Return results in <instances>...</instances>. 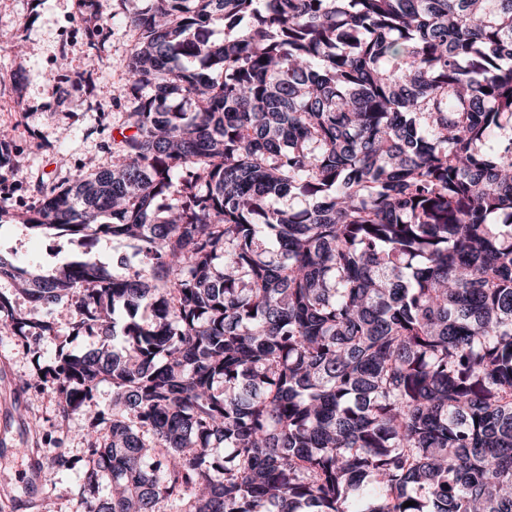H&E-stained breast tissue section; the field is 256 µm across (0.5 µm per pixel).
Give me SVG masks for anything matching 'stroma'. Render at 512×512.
<instances>
[{
    "label": "stroma",
    "instance_id": "1",
    "mask_svg": "<svg viewBox=\"0 0 512 512\" xmlns=\"http://www.w3.org/2000/svg\"><path fill=\"white\" fill-rule=\"evenodd\" d=\"M122 11L120 0H0V129L13 132L20 161L13 178L23 184L15 209L32 206L43 189L87 161L111 165L112 138L125 118L117 95L129 80L125 59L136 38ZM93 13L109 19L95 52L64 32ZM63 47L69 70L60 77L54 69ZM79 249L76 237L54 230L0 226V254L36 264L44 274ZM73 317L69 303L57 305L58 335L32 346L0 327V512H77L71 479L57 474L51 460L59 452L83 458L86 421L74 417L61 431L56 393L31 386L38 364L54 358L58 347L81 353L97 346V337L70 336Z\"/></svg>",
    "mask_w": 512,
    "mask_h": 512
}]
</instances>
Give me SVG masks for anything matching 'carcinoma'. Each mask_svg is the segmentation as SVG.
<instances>
[{
    "label": "carcinoma",
    "mask_w": 512,
    "mask_h": 512,
    "mask_svg": "<svg viewBox=\"0 0 512 512\" xmlns=\"http://www.w3.org/2000/svg\"><path fill=\"white\" fill-rule=\"evenodd\" d=\"M127 23L112 165L0 199V224L136 258L0 257L48 314L0 294V326L53 336L68 300L100 338L41 371L89 421L80 512H512V0H149ZM92 252L110 270H112V260L116 262L118 258L130 255V250L122 242L112 239V236H102L95 244Z\"/></svg>",
    "instance_id": "1"
}]
</instances>
